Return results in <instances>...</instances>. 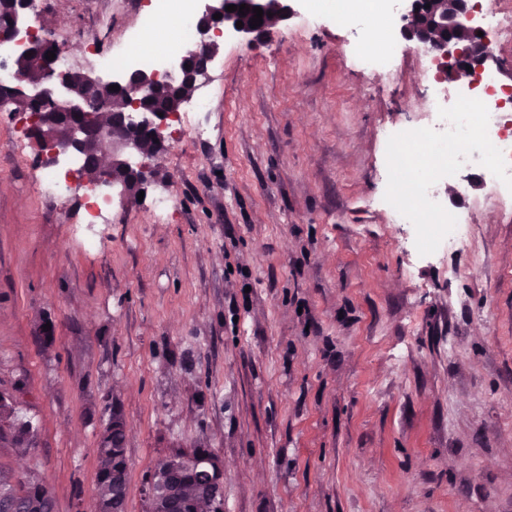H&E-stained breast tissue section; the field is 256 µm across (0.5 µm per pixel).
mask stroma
<instances>
[{
	"label": "stroma",
	"mask_w": 512,
	"mask_h": 512,
	"mask_svg": "<svg viewBox=\"0 0 512 512\" xmlns=\"http://www.w3.org/2000/svg\"><path fill=\"white\" fill-rule=\"evenodd\" d=\"M76 45L124 42L120 0H34ZM352 31L298 7L209 70V133L165 140L143 200L109 223L38 193L33 138L0 123V392L39 431L0 469L55 512H96L110 406L126 418V512L173 450L224 463V512H512V193L444 189L478 233L423 254L382 199L384 133L427 128L416 45L356 67ZM171 208L153 209L157 192ZM53 337L39 339L43 324Z\"/></svg>",
	"instance_id": "1"
}]
</instances>
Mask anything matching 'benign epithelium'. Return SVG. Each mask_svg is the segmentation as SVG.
Listing matches in <instances>:
<instances>
[{
    "label": "benign epithelium",
    "mask_w": 512,
    "mask_h": 512,
    "mask_svg": "<svg viewBox=\"0 0 512 512\" xmlns=\"http://www.w3.org/2000/svg\"><path fill=\"white\" fill-rule=\"evenodd\" d=\"M196 16L197 43L186 49L178 61V76L163 83L155 71L149 69L126 73L117 79H106L95 69L76 68L67 72L55 69L54 62L41 58V74L31 78L16 72L15 81L0 87V112H19L33 107L37 111L31 136L44 152V164L55 165L64 156H73L80 162L81 177L92 168L99 172L96 183L112 192V199L124 205L130 200L129 184L145 183L153 176L152 161L164 144V131L173 113L188 99L204 71L194 72L187 67L194 56H202L210 63L218 54L219 43L231 36L246 45L266 38L271 27L255 29L245 24L236 27L239 11L228 12L225 7L233 0H201ZM299 0H277L275 23L287 22L296 13ZM401 31L410 40L430 46L445 63L450 74L468 73L484 65L492 53L476 43L469 26L463 22L467 14L466 0H408ZM9 14L4 23L9 28L8 40L25 34L27 47L21 57L35 53L37 47L51 44L58 51L68 50V44L54 38V33L39 35L28 24L33 0H9ZM220 13L222 17L214 18ZM112 85L128 93L124 111L109 114V120L98 123L96 130L83 119L89 101L109 92ZM169 92L177 95V106L159 110L146 102L153 94ZM65 126L67 135H56L57 128ZM4 434L17 448L28 454L37 444V434L20 433L6 423H0ZM201 470L203 481L209 486L210 501L217 504L224 497V464L213 452L195 457L189 450L181 457L169 460L168 477L152 479L146 490L147 512H183L184 504L177 494L179 478Z\"/></svg>",
    "instance_id": "benign-epithelium-1"
}]
</instances>
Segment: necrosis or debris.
I'll list each match as a JSON object with an SVG mask.
<instances>
[{
	"label": "necrosis or debris",
	"instance_id": "1",
	"mask_svg": "<svg viewBox=\"0 0 512 512\" xmlns=\"http://www.w3.org/2000/svg\"><path fill=\"white\" fill-rule=\"evenodd\" d=\"M395 0H308L313 15H329L339 27L358 30L366 27L388 28L396 13ZM160 18L168 19L179 34L178 42H162L145 48L140 35H133L123 49L113 53L97 52L95 64L107 72H131L148 68L161 81L174 77L169 64L183 48L195 41V0H149L143 27H151ZM424 60L422 75L432 83L428 131L402 134L386 131L390 165L396 169L399 184L384 199L394 223L414 228L422 252L454 251L469 246L475 226L468 220L449 215L443 202V182H455L463 171H478L497 190L512 191V84L498 70L485 69L475 84L460 87L455 94L439 86L436 54L420 52ZM436 165L441 180L425 178V165Z\"/></svg>",
	"mask_w": 512,
	"mask_h": 512
}]
</instances>
